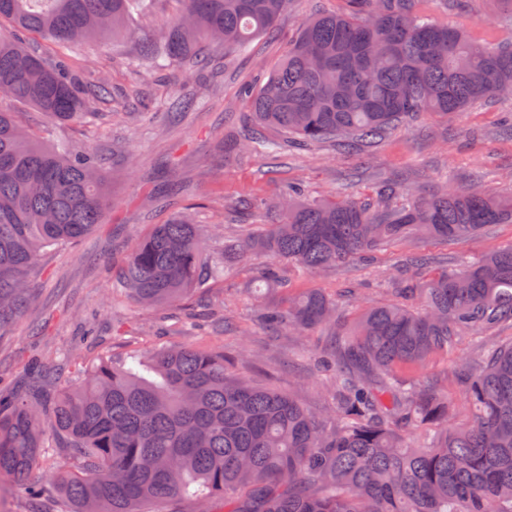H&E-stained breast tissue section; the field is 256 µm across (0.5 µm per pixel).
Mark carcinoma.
<instances>
[{"instance_id": "1", "label": "carcinoma", "mask_w": 512, "mask_h": 512, "mask_svg": "<svg viewBox=\"0 0 512 512\" xmlns=\"http://www.w3.org/2000/svg\"><path fill=\"white\" fill-rule=\"evenodd\" d=\"M155 0H0V101L35 107L47 122H74L112 102L105 80L80 83L68 59L48 60L21 30L66 49L133 34ZM183 9L137 63L194 75L217 65L202 42L242 53L271 32L292 0H181ZM346 12L302 23L282 59L250 96L255 125L300 143L334 139L344 149L382 140L395 125L430 111L446 118L512 91V43L478 45L418 13L416 0H348ZM284 142L256 130L253 153ZM102 156L68 142L42 143L0 107V337L35 307L32 273L49 248L70 246L104 223L112 197ZM281 219L251 240L213 236L182 212L157 224L126 255L117 305L180 303L224 268L265 251L314 274L408 238L472 239L512 223V195L491 196L470 180L428 195L393 176L372 197L310 200L283 194ZM439 258L405 255L387 279L391 302L367 306L352 327L338 302L314 289L264 306L273 330L328 329L336 358L332 411L321 417L291 395L228 375L224 353L162 348L149 364L101 359L88 380L50 399L40 395L72 350L40 365L29 390L0 392V475L28 495L42 460L65 457L59 481L72 512H512V341L486 347L458 380L471 419L435 382L407 381L458 342L512 323V244L428 272ZM52 431L62 445L44 442Z\"/></svg>"}]
</instances>
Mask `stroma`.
<instances>
[{
  "label": "stroma",
  "mask_w": 512,
  "mask_h": 512,
  "mask_svg": "<svg viewBox=\"0 0 512 512\" xmlns=\"http://www.w3.org/2000/svg\"><path fill=\"white\" fill-rule=\"evenodd\" d=\"M346 7L347 0H295L272 33L255 39L250 51L225 59L220 76L207 72L193 81L175 67L155 74L134 72L129 65L137 41L160 32L180 10L176 0H157L151 13L136 19L133 39L102 40L78 53L77 75L83 82L103 78L111 84V110L50 125L37 109L14 105L21 124L46 143L66 141L107 151L103 171L113 207L106 223L80 243L43 256L32 277L36 309L0 338L1 388L24 384L35 363L50 361L65 347L90 363L101 356L119 360L176 344L223 350L231 375L293 394L316 412L328 407L326 377L315 363L326 347L325 332L270 335L258 322V308L287 305L290 297L317 288L339 300L347 319H354L364 303L387 302L384 281L402 248L378 254L369 265L355 258L316 275L280 263L288 286L277 291L262 286L272 257L254 253L211 287L210 297L224 304L227 323L222 328L204 319L198 326L174 330L158 309L113 310L112 284L135 239L174 213L192 212L206 228L248 238L277 222V213L263 203L291 184L320 200L341 193L369 197L382 174L406 178L422 190L440 181L462 184L475 176L488 194L512 193V136L502 125L512 112V97L468 106L447 120L422 113L394 127L371 152H346L329 143L266 156L246 149L255 125L242 88L256 84L260 73L280 59L305 19ZM417 7L437 24L466 30L475 42L512 41V24L502 19L492 0H471L465 10L451 8L446 0H417ZM200 83L209 87L203 105L168 113V101ZM243 200L253 208L241 214L236 206ZM511 243L512 224H499L472 242L430 243L426 249L453 260ZM87 324L94 326V336H83ZM479 349V343L463 340L448 356L409 369L408 375L441 379L450 396L462 399L452 366L473 359Z\"/></svg>",
  "instance_id": "1"
}]
</instances>
